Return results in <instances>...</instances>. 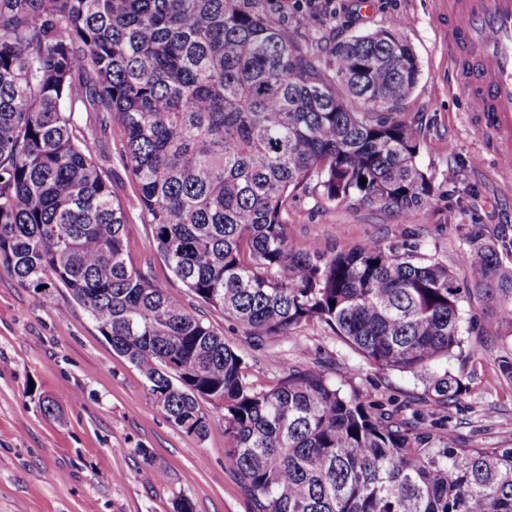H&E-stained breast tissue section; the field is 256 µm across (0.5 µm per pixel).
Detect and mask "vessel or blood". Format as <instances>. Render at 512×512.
Instances as JSON below:
<instances>
[{
  "mask_svg": "<svg viewBox=\"0 0 512 512\" xmlns=\"http://www.w3.org/2000/svg\"><path fill=\"white\" fill-rule=\"evenodd\" d=\"M448 55L496 157L512 166V0H448Z\"/></svg>",
  "mask_w": 512,
  "mask_h": 512,
  "instance_id": "obj_1",
  "label": "vessel or blood"
}]
</instances>
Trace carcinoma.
<instances>
[{"label":"carcinoma","mask_w":512,"mask_h":512,"mask_svg":"<svg viewBox=\"0 0 512 512\" xmlns=\"http://www.w3.org/2000/svg\"><path fill=\"white\" fill-rule=\"evenodd\" d=\"M400 28L336 44L332 78L248 0H0V265L37 294L65 289L172 426L224 427L255 512H512V447H465L448 415L371 407L315 369L254 387L224 336L131 262L78 114L122 129L152 243L198 299L251 336L320 322L378 368L430 377L445 410L461 381L431 370L462 351L470 289L413 239L327 254L288 237L312 187L405 222L432 203ZM466 239L492 338L512 326V239Z\"/></svg>","instance_id":"obj_1"}]
</instances>
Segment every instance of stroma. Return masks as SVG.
<instances>
[{
    "instance_id": "stroma-1",
    "label": "stroma",
    "mask_w": 512,
    "mask_h": 512,
    "mask_svg": "<svg viewBox=\"0 0 512 512\" xmlns=\"http://www.w3.org/2000/svg\"><path fill=\"white\" fill-rule=\"evenodd\" d=\"M253 6L299 38L319 39L326 52L351 36L407 19L401 34L421 69L408 110L422 127L418 161L437 188L430 210L403 224L310 192L292 202L288 233L295 244L315 240L328 253L410 237L468 285L465 229L476 224L485 234L512 238V170L498 163L469 112L448 58L442 0H372L366 12L358 0H254ZM122 141L120 127H108L96 161L111 172L127 211L131 261L155 287L223 333L242 355L249 382L265 389L290 371L314 368L367 402L392 407L425 396L421 379L379 370L320 324L302 325L288 341H256L198 301L151 243L137 187L120 159ZM501 334L489 346H475L474 358L448 364L466 385L448 411V424L471 446L512 445V384L497 368L498 357L512 353V328ZM46 397L58 401V416L44 414ZM147 465L148 478L141 474ZM182 498L193 512H252L239 477L224 464L223 430L201 440L173 427L139 370L113 352L66 290L36 295L0 266V512H175Z\"/></svg>"
}]
</instances>
